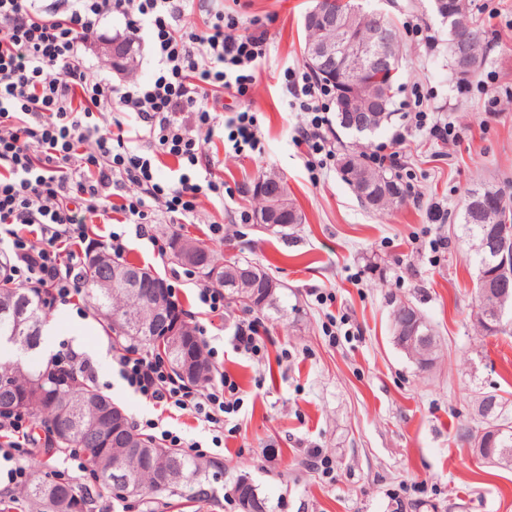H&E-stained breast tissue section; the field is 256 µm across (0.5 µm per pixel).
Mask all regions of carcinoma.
Masks as SVG:
<instances>
[{
    "mask_svg": "<svg viewBox=\"0 0 512 512\" xmlns=\"http://www.w3.org/2000/svg\"><path fill=\"white\" fill-rule=\"evenodd\" d=\"M450 9L448 20V52H453L456 36L473 39L478 65H483L486 55L483 31L466 20V0H447ZM363 83L377 86L385 101L384 112L379 115L376 128L383 127L392 116L393 84L395 77L385 73H367L359 78ZM344 156L360 168V181H355L351 170L341 172L343 180L353 189L358 201L369 210L396 208L403 195L383 196V187L399 179L371 168L361 152L346 151ZM282 189L276 199H261V207L272 212L288 209V222L266 224L264 228L285 233L288 227L302 223V214L288 198V184L281 181ZM512 211V202L491 207L480 216L467 218L462 211L466 229V247L472 249L468 259L477 266L485 265L490 258L486 241L502 233L512 236V219L506 212ZM173 256L199 269L206 278L217 272L216 280L224 286L227 299L248 310L262 311L274 306L277 295L266 302L246 301L247 294L233 286L235 272L242 266L237 259H226L219 266L213 263L210 251L193 241L173 237L169 242ZM125 263L107 253L89 257L83 278V288L107 320L112 333L129 337L141 345L156 350L167 358L172 371L191 383H203L212 379L211 364L204 351L202 340L183 319L170 288L157 293L154 288L140 289L141 295L130 297L122 288L112 287V268ZM162 300L174 311L167 329L151 330L133 327L127 316L132 314L148 318L157 300ZM496 302L474 297L472 315L482 332L494 335L493 312ZM43 302L0 275V415L27 413L50 424L58 448H79L87 459L97 488L124 500L142 494L172 492L176 485L162 483L166 469L181 471L182 484L194 490V498L206 500L212 497L207 488L209 466L203 465L177 448H163L152 439L136 432L123 409L112 403L93 387L81 382L74 370L61 371L40 363L31 365L18 358L17 347L21 344L31 351L39 348L43 326ZM434 348L415 347L410 358L418 368L428 369L433 361ZM484 398L496 401L501 416L496 423L508 430L501 433L491 448L499 465L512 462V418L502 415V398L487 393ZM27 500L38 512H90L94 502L92 491L77 497L66 481L50 480L34 471L27 484Z\"/></svg>",
    "mask_w": 512,
    "mask_h": 512,
    "instance_id": "1",
    "label": "carcinoma"
}]
</instances>
